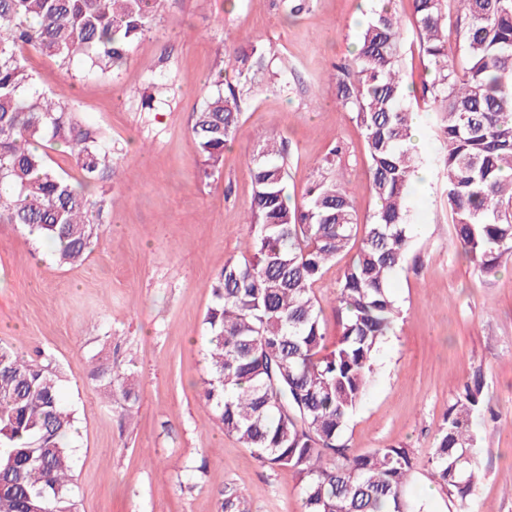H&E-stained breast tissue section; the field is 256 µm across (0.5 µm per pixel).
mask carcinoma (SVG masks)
<instances>
[{
    "mask_svg": "<svg viewBox=\"0 0 512 512\" xmlns=\"http://www.w3.org/2000/svg\"><path fill=\"white\" fill-rule=\"evenodd\" d=\"M455 44L448 42V0H407L405 26L395 0L373 9L350 59L333 66L336 106L351 114L366 150L376 208L360 223L344 183L323 176L288 204L285 145L267 142L248 161L253 195L245 254L225 261L205 313L202 396L224 433L263 465L289 468L304 512H421L404 498L412 452L403 445L352 456L344 434L375 376L381 346L399 318L390 285L408 260L416 223L407 197L424 159L411 141L414 103L441 114L443 195L460 248L482 273L512 260V0H453ZM158 0H0V224L55 246L61 265L92 252L103 205L85 187L112 182V139L63 93L39 87L22 63L35 51L66 71L104 76L126 64ZM427 62L421 95L406 82L403 45ZM253 62L226 49L227 66L251 82L270 51ZM464 58L459 69L455 56ZM166 93L148 79L141 108ZM240 88L210 83L193 114L191 144L205 173L219 171L241 119ZM62 150L80 186L52 157ZM363 234H358V231ZM360 245L334 297L342 333L327 344L313 286L354 241ZM130 373L103 356L90 380L107 396L134 403ZM50 356L27 359L0 344V512H78L72 464L73 411ZM484 404L479 378L448 405L427 460L450 512H468L481 463L472 419ZM218 512H252L247 495L224 487Z\"/></svg>",
    "mask_w": 512,
    "mask_h": 512,
    "instance_id": "obj_1",
    "label": "carcinoma"
}]
</instances>
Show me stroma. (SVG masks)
I'll return each instance as SVG.
<instances>
[{
  "instance_id": "obj_1",
  "label": "stroma",
  "mask_w": 512,
  "mask_h": 512,
  "mask_svg": "<svg viewBox=\"0 0 512 512\" xmlns=\"http://www.w3.org/2000/svg\"><path fill=\"white\" fill-rule=\"evenodd\" d=\"M373 0H161L152 29L112 75L79 78L24 51L45 90L75 100L116 147L109 209L93 251L58 265L49 244L0 224V343L26 358L52 355L77 432L79 512H217L225 485L250 495L253 512H301L296 475L262 466L224 434L202 397L204 316L215 276L241 257L252 197L247 161L264 141L288 148V194L302 198L332 148L330 176L351 192L359 216L375 207L364 139L336 107L333 64L349 58ZM273 42L278 59L245 91L242 116L219 174H203L190 142L199 91L225 70L226 47ZM287 67V90L273 72ZM168 83L158 111L139 99L150 76ZM428 180L410 203L420 226L409 261L393 278L402 315L381 348L377 374L346 430L352 453L403 445L416 469L408 497L448 512V497L424 464L442 415L467 378L480 375L487 412L475 417L483 477L471 512H512V261L480 274L457 246L441 194L445 173L435 136L439 113L421 111ZM352 252L329 265L314 292L329 341L341 327L331 310ZM114 337L131 370L133 409L106 399L88 378L93 355Z\"/></svg>"
}]
</instances>
